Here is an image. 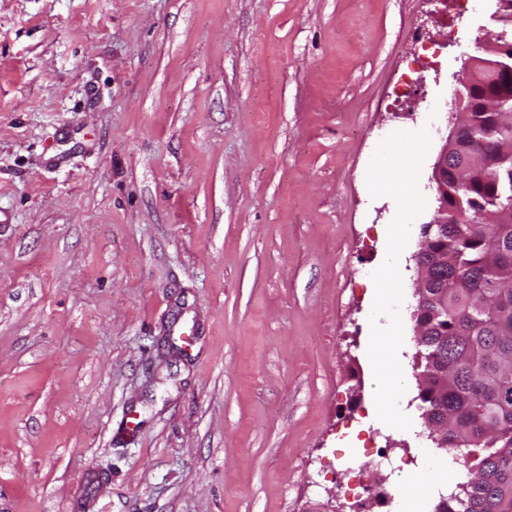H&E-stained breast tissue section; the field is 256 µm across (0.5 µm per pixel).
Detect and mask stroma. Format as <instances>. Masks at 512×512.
Segmentation results:
<instances>
[{"label": "stroma", "instance_id": "obj_1", "mask_svg": "<svg viewBox=\"0 0 512 512\" xmlns=\"http://www.w3.org/2000/svg\"><path fill=\"white\" fill-rule=\"evenodd\" d=\"M495 9L0 0V512H435L461 476L415 400L432 166L399 259L406 431L374 401L396 205L366 171L396 130L439 151Z\"/></svg>", "mask_w": 512, "mask_h": 512}]
</instances>
